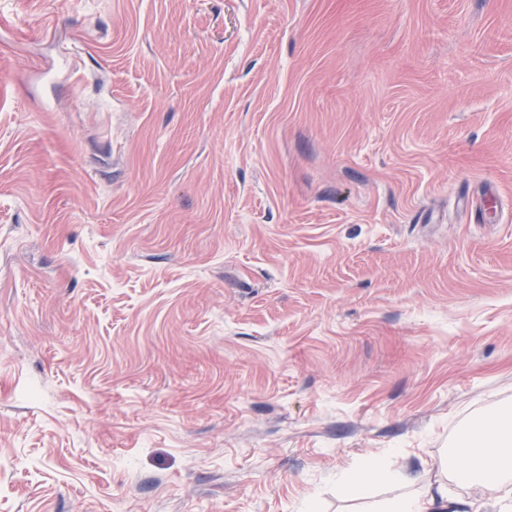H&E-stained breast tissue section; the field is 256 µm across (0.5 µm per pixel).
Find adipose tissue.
<instances>
[{
	"mask_svg": "<svg viewBox=\"0 0 512 512\" xmlns=\"http://www.w3.org/2000/svg\"><path fill=\"white\" fill-rule=\"evenodd\" d=\"M445 471L458 486L485 487L488 498L466 500L442 486L422 494L414 492L417 478L412 472L389 470L375 458L342 480L340 489L350 498L380 479L404 486V493L380 501L371 512H512V410L472 419L454 438Z\"/></svg>",
	"mask_w": 512,
	"mask_h": 512,
	"instance_id": "adipose-tissue-1",
	"label": "adipose tissue"
}]
</instances>
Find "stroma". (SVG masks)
Listing matches in <instances>:
<instances>
[{"label":"stroma","mask_w":512,"mask_h":512,"mask_svg":"<svg viewBox=\"0 0 512 512\" xmlns=\"http://www.w3.org/2000/svg\"><path fill=\"white\" fill-rule=\"evenodd\" d=\"M512 406V0H0V512H364ZM380 479L394 481L405 488H411L417 482V478L412 472L405 470L391 471L379 459L370 458L349 478L341 481L340 489L344 496L350 498L354 497L361 487L370 485Z\"/></svg>","instance_id":"obj_1"}]
</instances>
